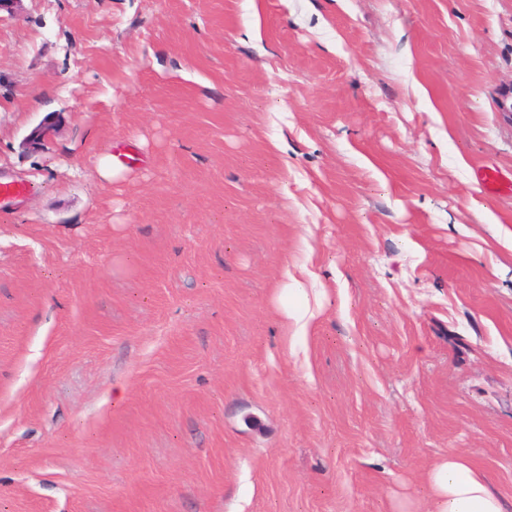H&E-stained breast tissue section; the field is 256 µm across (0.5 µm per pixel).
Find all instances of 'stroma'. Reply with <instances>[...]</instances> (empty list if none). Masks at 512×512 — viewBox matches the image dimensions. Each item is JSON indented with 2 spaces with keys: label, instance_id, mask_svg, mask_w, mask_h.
<instances>
[{
  "label": "stroma",
  "instance_id": "obj_1",
  "mask_svg": "<svg viewBox=\"0 0 512 512\" xmlns=\"http://www.w3.org/2000/svg\"><path fill=\"white\" fill-rule=\"evenodd\" d=\"M0 179V512L512 498V0H17ZM285 276L291 281V285L287 283L286 288H283L285 293L288 294V303L283 304V310L286 318L291 320V338L293 340H305L317 315L308 308L301 310L298 307V303L306 296L305 288H301V283L288 268L285 271ZM291 286L295 288H291ZM427 483L433 492L427 512L512 511V501L494 490L459 455L451 454L431 463Z\"/></svg>",
  "mask_w": 512,
  "mask_h": 512
}]
</instances>
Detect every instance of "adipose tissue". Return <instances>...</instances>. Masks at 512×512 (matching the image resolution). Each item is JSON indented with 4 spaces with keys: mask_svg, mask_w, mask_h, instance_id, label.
I'll use <instances>...</instances> for the list:
<instances>
[{
    "mask_svg": "<svg viewBox=\"0 0 512 512\" xmlns=\"http://www.w3.org/2000/svg\"><path fill=\"white\" fill-rule=\"evenodd\" d=\"M427 483L433 498L427 512H512V501L494 490L459 455L431 463Z\"/></svg>",
    "mask_w": 512,
    "mask_h": 512,
    "instance_id": "adipose-tissue-1",
    "label": "adipose tissue"
}]
</instances>
